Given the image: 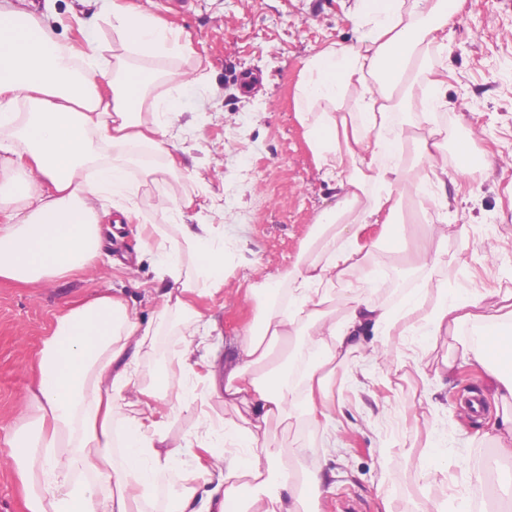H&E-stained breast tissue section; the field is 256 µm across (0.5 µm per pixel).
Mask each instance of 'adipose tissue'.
I'll return each mask as SVG.
<instances>
[{
  "label": "adipose tissue",
  "mask_w": 512,
  "mask_h": 512,
  "mask_svg": "<svg viewBox=\"0 0 512 512\" xmlns=\"http://www.w3.org/2000/svg\"><path fill=\"white\" fill-rule=\"evenodd\" d=\"M461 2L353 0L355 42L326 47L307 60L298 110L336 203L317 214L309 257L248 288L254 318L237 340L222 388L213 391L240 424L215 440L217 463L183 484L173 512H315L330 479L324 456L298 448L293 464L284 465L269 425L298 419L333 426L336 368L360 352L368 330L387 347L393 337L415 335L411 356L398 359L403 365L419 360L437 336L470 329L435 376L463 364L483 367L502 404V426L490 437L492 457L480 463L459 457L454 465L464 485H481L498 460H512V307L429 276L454 262L448 242L464 236L430 214L448 206L449 172L472 174V145L458 141L456 162L448 164L438 143L415 133L397 99L422 81L429 109L420 122L431 125L446 82L427 66L426 55L447 42ZM108 15L125 50L160 58L180 48L181 29L148 10L116 4ZM161 79L175 93L152 98ZM193 83L177 69L161 73L106 59L95 30H87L76 49L33 14L0 6V171L25 172L13 183L8 205L0 206V277L32 283L95 262L99 204L108 201L123 216L133 215L131 153L143 148L173 159L170 127L181 110L180 91ZM21 100L28 111H16ZM418 167L423 175H415ZM408 189L430 219L427 246L408 261L424 277L392 307L370 296L372 279L387 277L388 267L370 262L360 237L378 223V249L399 250L395 214ZM187 254L195 260L191 275L181 271ZM157 255L171 283L155 324H142L121 299L104 295L66 309L45 339L29 394L37 420L20 421L5 434L27 489L28 512H144L159 477L193 456L191 444L169 437L158 406L175 394L181 410L193 408L181 393L197 373L193 353L205 324L189 297L220 291L224 245L207 225L183 224L178 237L158 244ZM333 284L345 294L338 317L328 308ZM175 309L189 318L179 370L137 386L136 366L154 348L158 324ZM202 484L209 488L204 498L198 495Z\"/></svg>",
  "instance_id": "obj_1"
}]
</instances>
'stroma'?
Instances as JSON below:
<instances>
[{"label":"stroma","instance_id":"stroma-1","mask_svg":"<svg viewBox=\"0 0 512 512\" xmlns=\"http://www.w3.org/2000/svg\"><path fill=\"white\" fill-rule=\"evenodd\" d=\"M147 8L180 27L178 53L157 60L200 76L182 94V113L170 133L179 149L174 175L189 200L184 219L157 207L170 175L144 176L132 167L135 216L120 221L116 210L99 218L100 255L93 268L75 277H47L24 285L0 279V427L12 425L25 409L39 353L56 316L66 307L100 295L115 294L139 321L148 322L166 286L162 268L139 237L152 224L159 235L174 237L179 222L211 225L224 242L226 278L214 294L194 305L211 322L208 339L196 355H217L214 370L235 357V342L253 318L245 291L297 260L315 215L335 204L306 143L296 99L306 60L336 42H354L357 33L346 16L347 0H119ZM13 7L41 18L65 43L81 40V25L96 20L104 55L125 56L137 66L141 57L125 55L107 17H94L87 0H10ZM427 64L444 73V104L433 126L441 132L445 155L458 140L471 139L477 162L472 177L448 179V221L464 226L465 246L449 241L461 259L435 269L432 279L454 287L512 291V0H464L448 29L446 49L429 50ZM184 329L171 314L159 330L155 350L137 370L140 384L155 382L178 368L176 351ZM453 340L440 337L436 349L418 365L395 369L388 360L355 359L366 369V388L337 370L335 394L343 405L336 422V445L324 450L335 474L320 512H343L350 504L368 512H421L430 503L461 512L473 494L457 479L425 484L406 459L425 452L430 437L444 443L445 466L456 454H492L483 433L499 425L493 380L483 369L465 366L436 381L434 370ZM189 395L208 401L209 422L192 411H165L169 435L186 440L198 455L167 474L146 512H170L186 473L207 459L212 433L222 432L232 412L207 398L203 381L188 384ZM418 424L396 418L394 407L418 402ZM323 432L296 421L272 423L270 436L283 459L298 447H319Z\"/></svg>","mask_w":512,"mask_h":512}]
</instances>
